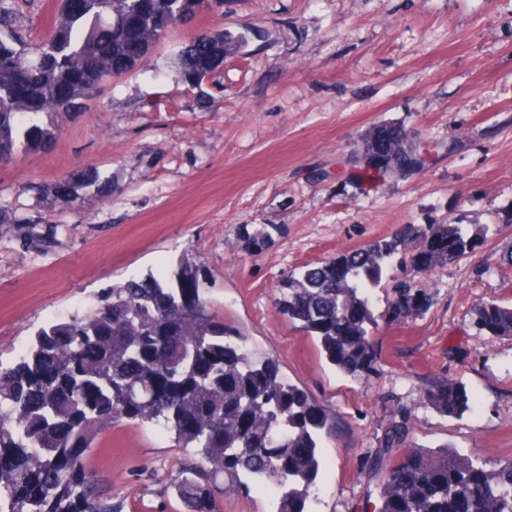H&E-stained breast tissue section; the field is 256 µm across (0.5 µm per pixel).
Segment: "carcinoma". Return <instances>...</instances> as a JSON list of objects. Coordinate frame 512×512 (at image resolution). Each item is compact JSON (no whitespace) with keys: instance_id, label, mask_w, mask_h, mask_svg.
<instances>
[{"instance_id":"obj_1","label":"carcinoma","mask_w":512,"mask_h":512,"mask_svg":"<svg viewBox=\"0 0 512 512\" xmlns=\"http://www.w3.org/2000/svg\"><path fill=\"white\" fill-rule=\"evenodd\" d=\"M205 0H58L48 35L32 46L19 0H0V166L19 150H46L57 118L81 111L112 73L101 45L121 56L155 43L176 24L192 23ZM246 44L242 33H195L180 49L185 82L198 87L224 57ZM376 173L410 168L417 156L405 129ZM98 197L112 180L86 175ZM53 188L46 211L78 199L77 186ZM461 224H405L389 238L303 267L281 299L332 365L354 379L374 369L368 325L372 290L391 261L409 277L432 272L474 250ZM200 268L180 267L171 280L129 278L65 321L40 329L15 362H0V512H119L89 471L94 440L121 422L150 424L194 458L170 478L185 512H220L224 494L252 483H275L277 512H307L321 469V437L330 417L301 388L279 376L276 363L244 349L242 338L216 320L200 296ZM432 296L404 281L380 318L405 324L424 314ZM474 326L492 338L512 337V303L492 300L474 312ZM469 397L448 378L421 391L424 407L462 415ZM407 420L391 415L371 461L381 476L378 512H512V459L462 456L443 446L406 447ZM405 447L390 463L393 448Z\"/></svg>"}]
</instances>
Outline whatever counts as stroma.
<instances>
[{"mask_svg": "<svg viewBox=\"0 0 512 512\" xmlns=\"http://www.w3.org/2000/svg\"><path fill=\"white\" fill-rule=\"evenodd\" d=\"M247 37L221 86L191 90L176 64L197 32ZM395 122L424 155L397 175L367 173L361 144ZM111 179L110 201L82 186ZM76 202L45 211L58 179ZM46 216L56 242L23 245ZM486 230L462 259L416 277L433 295L422 316L372 332L373 371L342 375L277 306L304 266L405 224ZM199 264L211 314L333 418L310 512H378L370 461L391 411L408 442L512 458V337L472 324L476 308L512 301V0H224L172 27L149 61L109 80L64 118L52 148L0 166V361L42 326L67 320L129 277ZM473 396L459 417L421 404L439 378ZM161 429L120 423L90 466L123 512H184L163 488L186 458Z\"/></svg>", "mask_w": 512, "mask_h": 512, "instance_id": "obj_1", "label": "stroma"}]
</instances>
